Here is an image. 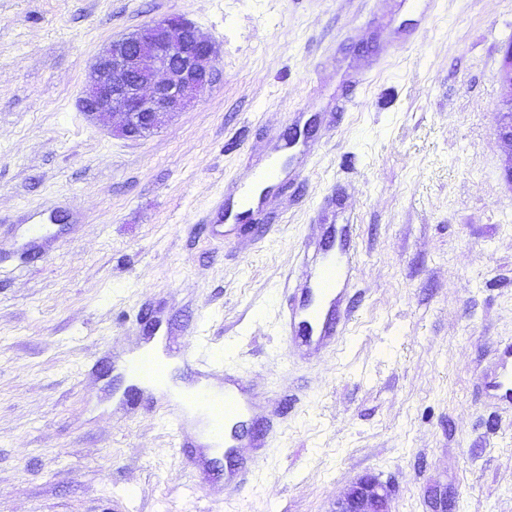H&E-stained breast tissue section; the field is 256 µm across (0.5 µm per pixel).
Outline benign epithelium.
Listing matches in <instances>:
<instances>
[{"mask_svg": "<svg viewBox=\"0 0 512 512\" xmlns=\"http://www.w3.org/2000/svg\"><path fill=\"white\" fill-rule=\"evenodd\" d=\"M219 61L215 42L172 14L112 40L99 52L81 107L107 121L113 135L142 139L213 84ZM330 512H392L390 492L364 476L336 498Z\"/></svg>", "mask_w": 512, "mask_h": 512, "instance_id": "7a95c632", "label": "benign epithelium"}]
</instances>
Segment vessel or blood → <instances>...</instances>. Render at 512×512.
Instances as JSON below:
<instances>
[{
    "label": "vessel or blood",
    "instance_id": "1",
    "mask_svg": "<svg viewBox=\"0 0 512 512\" xmlns=\"http://www.w3.org/2000/svg\"><path fill=\"white\" fill-rule=\"evenodd\" d=\"M316 138L313 131L300 132L295 140L281 135L271 162L252 170L237 192L225 195V224L250 222L266 201L265 190L296 174L298 164L312 162ZM353 230L350 224H330L323 227L319 239L304 243L288 300L279 310V336L289 355L311 360L336 349L345 336L355 310L352 290L357 258L352 246ZM181 361L196 374L194 403L207 415L211 435L221 441L225 455L235 461L234 469L224 475L223 490H214L211 484V447L199 440L198 423L183 403L161 397L154 405L171 430L174 446L198 488L213 500H232L265 469L262 450L276 438L283 416L296 401L291 398L282 402L273 413L264 411L261 384L237 374L225 362L209 358L204 346L184 351ZM497 361L498 370L487 388L507 406L512 404V346L499 349Z\"/></svg>",
    "mask_w": 512,
    "mask_h": 512
}]
</instances>
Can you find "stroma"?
<instances>
[{"label": "stroma", "mask_w": 512, "mask_h": 512, "mask_svg": "<svg viewBox=\"0 0 512 512\" xmlns=\"http://www.w3.org/2000/svg\"><path fill=\"white\" fill-rule=\"evenodd\" d=\"M179 14L220 50L197 102L149 137L79 107L113 38ZM399 44L389 53L390 44ZM512 0H0V512H329L359 477L394 512H512V408L481 377L512 340ZM343 112L301 179L225 236L215 200L295 113ZM332 123V122H331ZM342 194L357 307L336 351L293 362L286 278ZM55 209L69 215L46 223ZM150 305L190 322L176 348L301 387L267 468L215 505L156 411L116 413Z\"/></svg>", "instance_id": "stroma-1"}]
</instances>
